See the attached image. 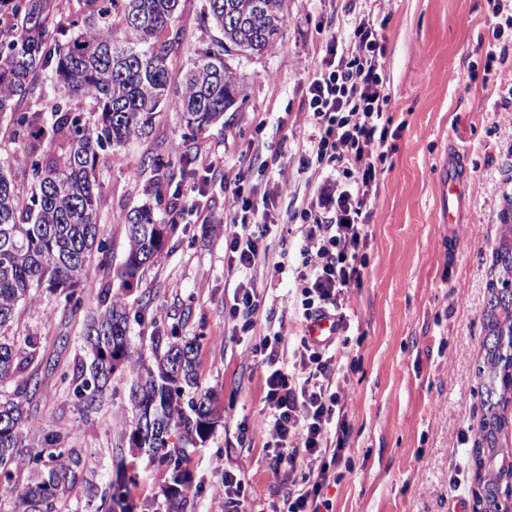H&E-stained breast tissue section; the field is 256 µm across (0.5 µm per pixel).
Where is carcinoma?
Returning <instances> with one entry per match:
<instances>
[{
  "label": "carcinoma",
  "instance_id": "carcinoma-1",
  "mask_svg": "<svg viewBox=\"0 0 512 512\" xmlns=\"http://www.w3.org/2000/svg\"><path fill=\"white\" fill-rule=\"evenodd\" d=\"M67 0H0V117L12 139L33 142L22 157H0V383L14 386L0 397V499L19 502L22 512H64V505L89 469L69 434L45 433L30 422V407L46 395L41 342L9 337L19 309L44 293L76 313L85 294L96 292L97 309L86 314L83 355L60 371L58 384L79 411L90 416L104 402L112 375L134 373L129 399L135 416L123 435L128 447L145 452L164 468L167 488L191 490L195 476L177 444L204 442L217 425V409L198 379L197 340L172 331H152L153 362L132 343L130 321L145 322L150 292L141 289L148 264L178 229L144 203L125 216L127 250L116 272L118 288L89 276L95 255L105 252L100 233L101 184L97 170L107 150L150 134L157 114L168 108L191 133L214 125L244 100V82L230 60L264 55L282 35L288 0H205L201 21L222 35L197 53L181 83L171 79L176 40L163 34L178 18L181 0H77L81 16L62 26ZM42 74L52 91L88 102L89 116L57 100L49 111L23 103ZM56 144L41 147L43 136ZM30 163L32 182L21 188L17 161ZM495 250L483 311V350L477 375L483 417L471 455L484 512H497L502 478L512 457L499 443L505 425L501 407L512 393V200L499 215ZM141 291L135 311L126 297ZM196 396L185 399L186 390ZM177 441H171V438ZM135 474L122 452L114 470L96 487L97 512H136L127 494Z\"/></svg>",
  "mask_w": 512,
  "mask_h": 512
}]
</instances>
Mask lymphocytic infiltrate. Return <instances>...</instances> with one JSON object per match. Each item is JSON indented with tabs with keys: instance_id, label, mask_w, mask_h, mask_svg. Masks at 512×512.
<instances>
[{
	"instance_id": "obj_1",
	"label": "lymphocytic infiltrate",
	"mask_w": 512,
	"mask_h": 512,
	"mask_svg": "<svg viewBox=\"0 0 512 512\" xmlns=\"http://www.w3.org/2000/svg\"><path fill=\"white\" fill-rule=\"evenodd\" d=\"M493 15L486 61L502 65L512 59V0H497ZM386 24L371 9L346 18L347 36L326 41L306 85L303 110L311 132L303 162L332 177L336 190L310 201L301 213L304 245L295 287L305 324L328 312L335 315L337 329H344L347 294L363 282L371 200L387 159L391 98L383 62ZM224 189V255L228 267L240 274L227 314L249 327L266 300L252 272L267 258L262 243L278 224L271 197L283 187L275 185L272 194L260 196L245 188L244 176L237 172L225 176ZM285 340L279 331L253 347L265 367L263 401L270 415L262 436L276 464L295 480L285 512H319L327 487L338 478L351 430L347 401L333 389V365L349 341L337 336L318 345L305 336L286 362L280 358ZM307 459L314 468L298 472V464Z\"/></svg>"
}]
</instances>
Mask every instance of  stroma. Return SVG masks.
<instances>
[{
  "label": "stroma",
  "instance_id": "stroma-1",
  "mask_svg": "<svg viewBox=\"0 0 512 512\" xmlns=\"http://www.w3.org/2000/svg\"><path fill=\"white\" fill-rule=\"evenodd\" d=\"M348 0H288V15L277 46L267 54L234 60L244 74L246 99L206 132L194 135L175 112L163 110L152 132L120 151L108 152L100 169L99 222L107 241L101 263L90 271L99 282L112 280L122 263L128 210L157 203L178 225L163 254L146 271L143 285L154 301L149 314L160 330L178 329L198 339L202 388L213 392L221 423L188 466L200 489L184 512H218L213 494L225 470H242L251 483V512H269L282 503L287 487L265 449L261 432L269 412L261 400L262 363L252 345L286 327L288 349L303 333L297 318L295 271L302 258L297 214L321 182L298 160L306 141L302 110L305 85L318 65L320 48L337 30ZM204 0H182L170 31L179 43L171 76L181 81L194 49L219 34L199 23ZM387 18L385 75L390 114L404 128L374 199L369 228L368 267L361 287L351 289L346 332L356 370L338 376L348 407L350 460L341 480L327 490L331 512H463L473 498V465H460V451L472 447L482 416L475 369L482 350V312L493 251L500 237L499 214L512 196V108H494L512 88V69L484 72L481 44L493 22L491 0H381ZM467 155L468 176L461 223L441 221L439 176L455 148ZM193 159L181 167L182 155ZM173 162V179L157 184L143 158ZM280 157L288 164V190L274 200L285 239H272L255 280L266 295L253 331L245 333L225 315L238 279L224 257V237L210 231L224 216V182L209 170H247L256 193L269 190L274 170L260 163ZM199 187L208 223L174 206L175 191ZM82 313H70L53 297L21 308L18 336L40 337L47 357L59 367L80 353ZM67 347H60V340ZM45 376L48 395L37 414L46 429L69 433V444L91 455L105 473L121 445L123 422L132 418L131 377L116 374L104 406L84 418L73 401ZM136 481L128 495L150 512H166L165 473L146 455L135 458ZM458 472L455 494L449 475Z\"/></svg>",
  "mask_w": 512,
  "mask_h": 512
}]
</instances>
